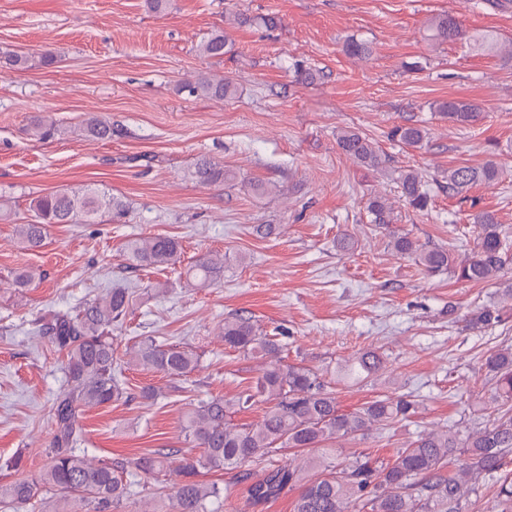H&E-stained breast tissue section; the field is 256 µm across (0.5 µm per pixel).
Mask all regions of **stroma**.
Returning a JSON list of instances; mask_svg holds the SVG:
<instances>
[{
    "label": "stroma",
    "instance_id": "obj_1",
    "mask_svg": "<svg viewBox=\"0 0 512 512\" xmlns=\"http://www.w3.org/2000/svg\"><path fill=\"white\" fill-rule=\"evenodd\" d=\"M0 0V57L22 53L27 68L0 67V485L37 474L52 430L50 409L67 387L62 355L37 329L59 311L125 286L136 294L115 334L119 355L146 336L193 350L188 377L131 365L124 369L132 401L82 408L84 446L112 461L158 448L190 451L184 414L197 398L221 397L254 382L259 362L225 347L224 320L242 316L260 330L286 333L283 363H303L336 380L342 410L381 395L413 396L421 409L409 420L365 439L338 445L380 459L420 433L464 429L481 414L475 395L487 390L483 363L512 347V317L495 329L469 328L465 317L496 300V288L448 275L428 276L386 248L385 230L368 224L370 194L383 195L395 230L463 253V227L482 210L512 228V61L435 43L429 24L455 15L468 32H492L512 44V6L487 0ZM237 7L250 25L226 28ZM272 17L276 27H265ZM226 31L224 56L197 45ZM368 42L366 59L350 57L345 41ZM59 62L41 65L48 50ZM305 61L313 82L298 81ZM232 81V98L214 101L183 91L187 79ZM448 99L481 103L483 117L460 127L436 112ZM43 113L69 127L88 114L112 123L101 140L61 135L48 141L24 129ZM414 123L428 138L415 149L389 140ZM353 128L389 158L385 172L360 167L338 149L336 132ZM210 158L236 174L232 183L202 185L197 160ZM496 160L499 183L458 196L448 193L450 166ZM422 172L432 196L427 211L399 196L402 170ZM278 186L259 194L254 184ZM93 184L119 196L124 214L92 224L49 226L45 243L25 249L16 227L34 217V198ZM257 224L276 234L256 237ZM149 235L175 238L181 264L224 258V276L206 288L169 271L135 267L125 246ZM350 250L337 246L342 237ZM40 273L23 294L18 269ZM365 349L382 356L391 383L349 386L338 376ZM151 387L155 398L143 399ZM22 455L20 469L7 459Z\"/></svg>",
    "mask_w": 512,
    "mask_h": 512
}]
</instances>
